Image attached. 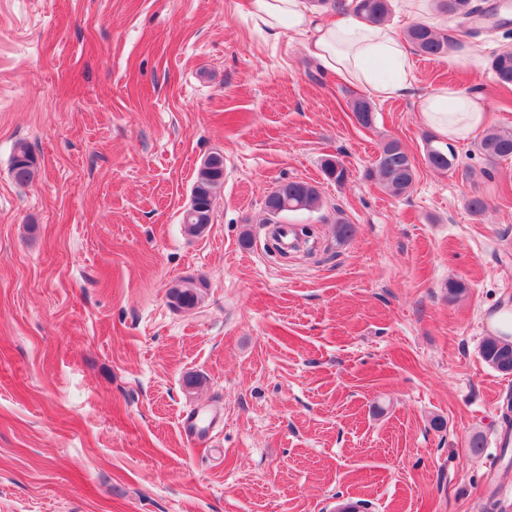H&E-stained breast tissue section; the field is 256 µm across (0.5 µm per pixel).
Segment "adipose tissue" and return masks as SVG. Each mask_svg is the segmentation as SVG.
Returning a JSON list of instances; mask_svg holds the SVG:
<instances>
[{"label":"adipose tissue","mask_w":512,"mask_h":512,"mask_svg":"<svg viewBox=\"0 0 512 512\" xmlns=\"http://www.w3.org/2000/svg\"><path fill=\"white\" fill-rule=\"evenodd\" d=\"M249 5L254 23L273 36H306L309 54L327 73L377 98H400L410 91L407 46L388 27L355 14L341 22L323 21L307 0H249ZM417 118L440 140L457 143L483 132L491 112L479 90L442 86L420 98Z\"/></svg>","instance_id":"1"}]
</instances>
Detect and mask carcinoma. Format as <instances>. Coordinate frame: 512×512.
I'll return each mask as SVG.
<instances>
[{
  "instance_id": "carcinoma-1",
  "label": "carcinoma",
  "mask_w": 512,
  "mask_h": 512,
  "mask_svg": "<svg viewBox=\"0 0 512 512\" xmlns=\"http://www.w3.org/2000/svg\"><path fill=\"white\" fill-rule=\"evenodd\" d=\"M354 12L369 23L379 24L391 14V0H353ZM437 13L450 18L459 19L463 24H476L497 14L500 5L497 3L483 7L475 0H433ZM405 38L414 50L422 56H439L448 53L452 47L448 35L441 33L434 26L417 22L405 31ZM490 67L499 82L512 84V51H503L494 56ZM353 114L365 116L364 127L372 126L375 120L373 104L366 98L359 97L351 103ZM477 151L490 162L512 158V132L490 130L477 144ZM456 155L452 149L428 145L427 161L437 170L448 171L455 165ZM324 174L336 181L346 179V169L339 160L327 159L323 163ZM11 172L19 184H27L34 177V158L25 143L16 147ZM368 176L376 177L379 182L394 196L407 194L415 181L416 170L409 154L396 140L384 143L369 170ZM224 186V158L213 153L197 169L192 185L194 192V209H186L182 213V224L185 231L201 236L212 221V204ZM320 202L319 189L303 180H287L280 182L265 198V223L276 221L274 212H301L315 209ZM204 283L192 281L180 282L170 289L169 298L173 306L179 309H192L201 299V288ZM484 361L493 369L512 373V341L501 337H490L481 346Z\"/></svg>"
}]
</instances>
